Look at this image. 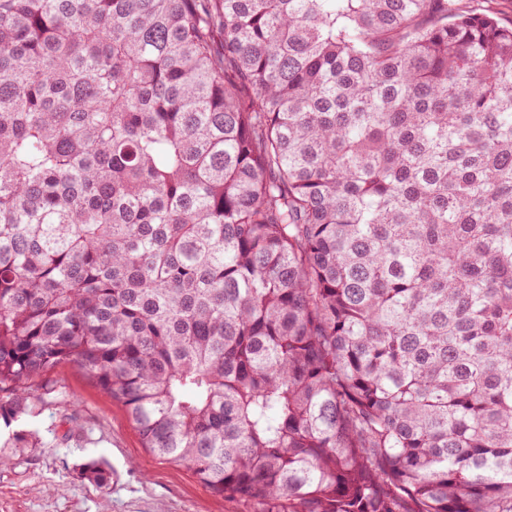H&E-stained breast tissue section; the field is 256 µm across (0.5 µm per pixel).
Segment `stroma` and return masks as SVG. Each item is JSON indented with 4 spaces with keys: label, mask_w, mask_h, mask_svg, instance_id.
I'll return each instance as SVG.
<instances>
[{
    "label": "stroma",
    "mask_w": 512,
    "mask_h": 512,
    "mask_svg": "<svg viewBox=\"0 0 512 512\" xmlns=\"http://www.w3.org/2000/svg\"><path fill=\"white\" fill-rule=\"evenodd\" d=\"M39 383L55 396L26 422L36 446L11 447V429L0 430V457L9 461L0 467V512H241L188 467L156 458L124 404L77 364H57ZM66 415L84 424L83 434L64 436ZM89 460L110 471L107 486L81 478L78 466Z\"/></svg>",
    "instance_id": "stroma-1"
}]
</instances>
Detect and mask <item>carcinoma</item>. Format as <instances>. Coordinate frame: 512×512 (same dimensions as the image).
<instances>
[{"instance_id": "cac0c4a2", "label": "carcinoma", "mask_w": 512, "mask_h": 512, "mask_svg": "<svg viewBox=\"0 0 512 512\" xmlns=\"http://www.w3.org/2000/svg\"><path fill=\"white\" fill-rule=\"evenodd\" d=\"M65 361L247 512H512V26L0 0L5 426Z\"/></svg>"}]
</instances>
